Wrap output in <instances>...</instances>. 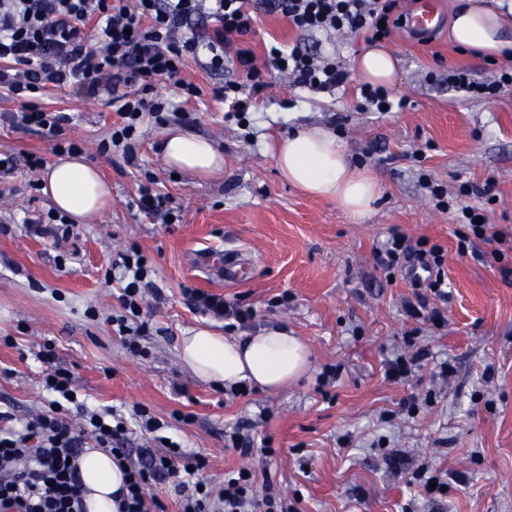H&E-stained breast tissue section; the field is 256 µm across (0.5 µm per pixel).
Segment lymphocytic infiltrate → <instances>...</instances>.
Segmentation results:
<instances>
[{
    "label": "lymphocytic infiltrate",
    "mask_w": 512,
    "mask_h": 512,
    "mask_svg": "<svg viewBox=\"0 0 512 512\" xmlns=\"http://www.w3.org/2000/svg\"><path fill=\"white\" fill-rule=\"evenodd\" d=\"M400 0H0V94L18 100L11 123L21 129L40 128L53 138V151L80 153L77 141L61 138L69 115L48 112L37 102L53 90L94 98L107 95L119 120L112 125L102 152L121 151L134 163L140 126L145 118L164 123L167 112H182L200 94L182 78L187 61L209 73L232 66L243 82L228 81L214 88L232 112H252L268 83L265 72H275L291 86L332 92L345 86L348 72L333 55L301 45H270L264 67H257L254 52L243 40L255 31L259 10L277 14L300 33L332 36L360 31L380 33L392 25ZM173 82L178 100L155 94L161 81ZM384 272L402 273L411 287L426 288L435 296L446 294L448 277L442 249L421 239L409 243L391 233L375 253ZM153 270L137 245H129L112 277L122 285V314L112 322L128 339L133 353L148 323L143 318L146 299L162 301L152 279ZM188 306L230 321L241 328L254 317L252 308L193 288L184 289ZM53 353L44 350L49 369L44 387L54 398L47 410L27 421L22 430L0 428V512H84L83 488L76 464L85 435L127 465L118 512H160L162 505L147 495L151 482L175 481L181 512H289L273 492L257 496L253 475L240 469L224 482L219 493L200 489L189 480L200 469L183 450L166 449L149 461L132 464L123 446L129 434L124 420L81 408L82 431H75L62 404L73 390L68 373L51 368Z\"/></svg>",
    "instance_id": "lymphocytic-infiltrate-1"
}]
</instances>
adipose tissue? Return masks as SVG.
<instances>
[{
	"mask_svg": "<svg viewBox=\"0 0 512 512\" xmlns=\"http://www.w3.org/2000/svg\"><path fill=\"white\" fill-rule=\"evenodd\" d=\"M451 37L461 47L496 58L512 50V28L486 0H460ZM169 168L206 179L224 168V155L210 140L173 128L162 146ZM275 163L282 176L304 192L335 201L348 215L364 220L381 188L368 172L355 168L336 136L311 126L284 139ZM51 205L74 223L102 216L110 189L95 166L81 156L62 155L42 178ZM180 359L196 377L224 388L247 383L278 391L295 383L310 368V353L286 326L274 325L237 339L200 328L183 336ZM87 512H117L114 494L126 480L108 452L85 449L77 460Z\"/></svg>",
	"mask_w": 512,
	"mask_h": 512,
	"instance_id": "ef3b65f1",
	"label": "adipose tissue"
}]
</instances>
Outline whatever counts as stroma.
<instances>
[{
  "label": "stroma",
  "mask_w": 512,
  "mask_h": 512,
  "mask_svg": "<svg viewBox=\"0 0 512 512\" xmlns=\"http://www.w3.org/2000/svg\"><path fill=\"white\" fill-rule=\"evenodd\" d=\"M370 45L364 32L322 40L321 50L349 71V91L313 96L272 76L242 123L213 94L237 72L188 63L184 75L200 96L167 124L143 122L134 167L99 151L116 119L106 96L49 92L43 105L72 116L65 137L83 143L112 186L104 219L71 225L60 244L22 222L51 210L22 159L55 155L45 135L11 125L7 115L20 104L0 95V153L19 160L0 181V412L18 426L47 407L40 354L50 342L54 367L71 373L88 408L126 419L146 408L163 435L205 458L197 477L213 488L247 468L256 491L273 486L293 512H512V277L501 274L512 268V87L485 99L448 85L457 68L495 82L512 56L486 60L459 48L446 28L425 45L393 28L381 45L397 60L389 93L405 106L379 114L358 111L354 94L362 83L356 60ZM301 124L330 127L379 181L365 220L282 177L275 151ZM175 126L223 150L220 176L200 182L163 166L158 146ZM147 175L179 207L180 223L131 208ZM433 186L444 189L449 209L435 207ZM461 207L483 215L506 243L473 237L459 250L466 227L453 212ZM394 231L441 246L448 297L429 292L424 303L442 310L444 325L408 317L417 289L377 267L374 250ZM132 243L165 294L145 309L141 356L112 330L120 290L105 278ZM210 247L250 253L247 280L202 270L198 258ZM186 288L252 305V328L288 326L309 347L312 370L282 391L239 394L197 380L180 361L179 340L201 326L220 334L224 325L189 308ZM399 355L414 364L393 381L385 366ZM234 434L268 441L272 455H241ZM393 448L443 491L427 493L391 469Z\"/></svg>",
  "instance_id": "obj_1"
}]
</instances>
